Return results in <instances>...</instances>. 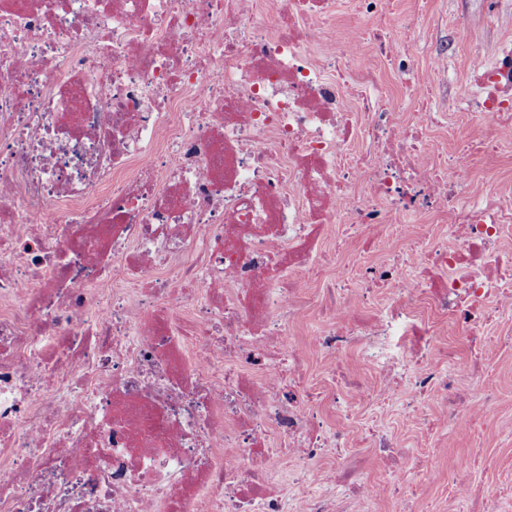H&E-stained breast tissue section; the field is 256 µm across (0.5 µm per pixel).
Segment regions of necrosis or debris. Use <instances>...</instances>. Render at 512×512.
<instances>
[{
    "mask_svg": "<svg viewBox=\"0 0 512 512\" xmlns=\"http://www.w3.org/2000/svg\"><path fill=\"white\" fill-rule=\"evenodd\" d=\"M332 19L333 0H0V512H364L363 448L391 455L396 512H503L453 472L428 501L433 456L383 421L426 423L428 401L479 445L497 418L470 356L512 354V192L472 201L468 175L512 134V47L475 69L485 136L449 155ZM335 228L348 262H313ZM315 309L325 364L372 373L339 384L368 412L354 449L288 339ZM331 457L340 492L312 491Z\"/></svg>",
    "mask_w": 512,
    "mask_h": 512,
    "instance_id": "4bbe7bcc",
    "label": "necrosis or debris"
}]
</instances>
